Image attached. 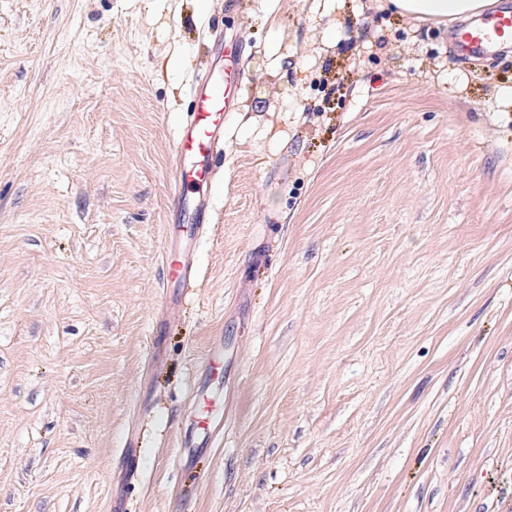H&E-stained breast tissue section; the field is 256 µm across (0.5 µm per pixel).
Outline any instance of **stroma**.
Instances as JSON below:
<instances>
[{
    "instance_id": "stroma-1",
    "label": "stroma",
    "mask_w": 512,
    "mask_h": 512,
    "mask_svg": "<svg viewBox=\"0 0 512 512\" xmlns=\"http://www.w3.org/2000/svg\"><path fill=\"white\" fill-rule=\"evenodd\" d=\"M224 2L0 0V512H512V47ZM235 45L172 312L175 140Z\"/></svg>"
}]
</instances>
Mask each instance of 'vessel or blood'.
<instances>
[{"label": "vessel or blood", "mask_w": 512, "mask_h": 512, "mask_svg": "<svg viewBox=\"0 0 512 512\" xmlns=\"http://www.w3.org/2000/svg\"><path fill=\"white\" fill-rule=\"evenodd\" d=\"M450 39L469 59L512 46V10L503 8L474 19L454 30ZM189 96L192 107L175 141L177 164L169 192L171 226L163 256V297L170 307L177 305L185 291L198 285L195 253L212 222L208 188L224 140V114L231 106L227 87L208 74L192 81Z\"/></svg>", "instance_id": "vessel-or-blood-1"}]
</instances>
